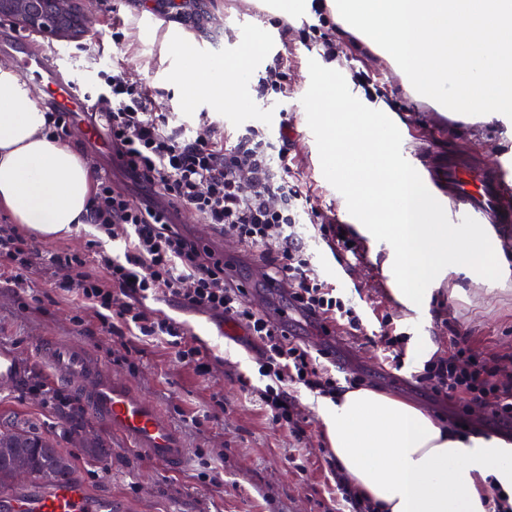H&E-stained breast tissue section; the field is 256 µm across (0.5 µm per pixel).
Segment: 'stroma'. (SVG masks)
Returning <instances> with one entry per match:
<instances>
[{
    "label": "stroma",
    "instance_id": "obj_1",
    "mask_svg": "<svg viewBox=\"0 0 512 512\" xmlns=\"http://www.w3.org/2000/svg\"><path fill=\"white\" fill-rule=\"evenodd\" d=\"M71 5L85 29L76 37L57 41V62L64 78L77 82L84 92L106 93L100 74L114 71L146 89L153 110L169 117L172 125L197 127L199 114L205 112L224 132L236 134L255 127L273 148L287 147L288 179L301 194L296 231L315 275L337 295L353 299L367 334L379 335L385 324L407 333L406 365L400 371L389 368L378 346L356 342L340 331L327 337L315 327L301 325L297 328L300 340L313 348L335 350L338 379H362L365 388L404 399L448 424L455 414L469 410L474 433L487 434L482 410L468 408L463 399L440 402L429 387L413 384L408 375L423 367L422 340H429L437 355H452L448 327L454 323L462 326L476 347L512 358V235L498 236L509 265L502 278L489 281L463 271L455 273L433 290L420 311L395 299L384 266L387 250L366 236L358 238L361 258L345 259L344 272L335 273L327 261L333 249L325 230L332 224H348L349 219L339 192L322 174L301 102L309 87L308 62L322 57L324 51L322 37L313 32L321 24L313 0H304L302 8L286 17L263 10L259 0H204L202 13L188 20L151 10L140 0H72ZM257 30L264 36L263 59L250 76L244 113L231 120L210 105L186 103L182 88L172 80L184 65L174 50L176 41L189 39L198 57L219 60L236 51L244 34ZM336 40L342 53L333 68L368 107L390 115L409 158L428 167L432 164L429 152L462 151L477 155L489 166L502 161L512 164V119L456 122L407 94L390 63L355 36L340 34ZM279 59L287 62L283 88L258 94V85ZM364 69L373 91H365L355 78ZM285 126L290 135L284 142L280 130ZM178 222L187 234L200 235L201 220L193 211L181 210ZM203 238L233 262L231 275L246 288L251 306L277 319L280 298L262 278L261 253L214 230ZM90 240L85 225L64 237L35 239L28 288L0 283V343L14 349L27 365L22 378L0 388V416L23 417L41 432L57 437L60 447L77 461L75 478L91 496L111 500L115 512H324L321 459L329 444L316 397L303 388L293 393L296 412L310 424L308 439L299 443L287 431L271 430L240 384L241 378L259 377L253 349L241 330L218 327L205 313L168 303L162 306L166 313L185 320L198 344L219 357V365L208 376L181 364L165 346L142 345L128 353L109 337L95 334L93 311L74 296L51 288L47 266L48 257L56 253H88ZM46 336L83 343L112 372L129 379L185 435L190 462L180 470L167 471L128 450L81 400L64 407L31 392L34 381L52 378L37 362L34 349ZM219 398L224 401L219 418L200 428L184 421L185 413L213 407ZM205 458L216 466L218 482L205 477L201 466ZM296 459L305 464V473L294 469Z\"/></svg>",
    "mask_w": 512,
    "mask_h": 512
}]
</instances>
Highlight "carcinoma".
I'll list each match as a JSON object with an SVG mask.
<instances>
[{
  "label": "carcinoma",
  "mask_w": 512,
  "mask_h": 512,
  "mask_svg": "<svg viewBox=\"0 0 512 512\" xmlns=\"http://www.w3.org/2000/svg\"><path fill=\"white\" fill-rule=\"evenodd\" d=\"M24 463L28 480L50 486L68 479L74 472L72 459L58 448V441L36 431L26 420L17 417L0 421V486L11 483L9 474Z\"/></svg>",
  "instance_id": "1"
}]
</instances>
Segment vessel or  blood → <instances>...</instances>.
<instances>
[{"instance_id": "b4317fda", "label": "vessel or blood", "mask_w": 512, "mask_h": 512, "mask_svg": "<svg viewBox=\"0 0 512 512\" xmlns=\"http://www.w3.org/2000/svg\"><path fill=\"white\" fill-rule=\"evenodd\" d=\"M55 54L45 45L20 56L19 69L43 84L70 112H101V105L82 96L74 82L60 77ZM438 185L447 187L454 204L452 223L469 216L498 228L512 224V183L504 168H489L466 155L449 157ZM43 362L59 378L75 383L94 416L134 452L167 470L185 464L190 450L183 435L157 406L128 381L116 378L86 348L70 341L37 345ZM22 370L17 354L0 347V383L10 384ZM112 503L89 496L80 481L64 480L47 489H0V512H111Z\"/></svg>"}]
</instances>
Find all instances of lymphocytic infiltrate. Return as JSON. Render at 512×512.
<instances>
[{
	"label": "lymphocytic infiltrate",
	"instance_id": "1",
	"mask_svg": "<svg viewBox=\"0 0 512 512\" xmlns=\"http://www.w3.org/2000/svg\"><path fill=\"white\" fill-rule=\"evenodd\" d=\"M103 81L112 95L111 107L101 116L108 144L144 199L133 202L108 175H98L89 216L93 246L84 255L49 256L53 288L92 308L100 335L116 338L127 349L136 341L165 344L200 375L211 374L213 359L188 341L186 324L157 310V303L205 312L242 329L260 350L259 379H243L244 392L255 398L272 429L288 430L303 441L309 426L295 411L291 392L302 387L335 397L339 382L332 351H312L287 323L254 310L246 288L227 279L223 255L184 235L172 220L175 210H193L204 223L261 251L268 286H288V309L324 335L339 326L348 335H360L363 322L354 305L312 273L299 243L297 191L288 179L286 150L271 154L255 128L237 139L225 138L205 115L199 123L206 135H187L152 112L142 88L114 73ZM33 255L30 237L17 225L0 224L1 277L26 287ZM448 338L454 356L427 361L413 372L414 382L430 386L438 399L482 406L495 426H511L512 359L480 350L455 326L449 327ZM323 462L326 512H376L333 455H324Z\"/></svg>",
	"mask_w": 512,
	"mask_h": 512
}]
</instances>
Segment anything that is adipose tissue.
Here are the masks:
<instances>
[{"label":"adipose tissue","instance_id":"1","mask_svg":"<svg viewBox=\"0 0 512 512\" xmlns=\"http://www.w3.org/2000/svg\"><path fill=\"white\" fill-rule=\"evenodd\" d=\"M258 40L232 61L198 62L187 43L174 75L192 100L223 108L248 83ZM46 115L27 100L18 76L0 68V207L38 237L68 235L86 223L93 170L46 131ZM330 449L355 489L379 512H489L488 480L512 493V445L460 437L416 406L368 388L317 402Z\"/></svg>","mask_w":512,"mask_h":512}]
</instances>
